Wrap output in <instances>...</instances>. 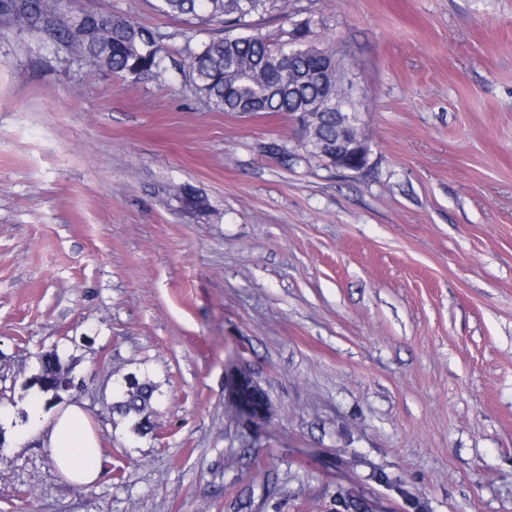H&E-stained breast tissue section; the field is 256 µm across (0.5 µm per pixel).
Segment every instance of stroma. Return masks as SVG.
<instances>
[{"instance_id":"1","label":"stroma","mask_w":512,"mask_h":512,"mask_svg":"<svg viewBox=\"0 0 512 512\" xmlns=\"http://www.w3.org/2000/svg\"><path fill=\"white\" fill-rule=\"evenodd\" d=\"M155 4L59 13L156 32L166 69L140 77L0 17V398L58 351L102 442L76 487L6 437L0 512H512V0L251 17L344 51L360 172L288 115L210 106L182 66L220 25ZM240 368L265 421L234 412ZM128 373L160 390L142 437L112 414Z\"/></svg>"}]
</instances>
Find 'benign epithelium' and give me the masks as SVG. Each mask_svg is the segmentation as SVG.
<instances>
[{"mask_svg":"<svg viewBox=\"0 0 512 512\" xmlns=\"http://www.w3.org/2000/svg\"><path fill=\"white\" fill-rule=\"evenodd\" d=\"M322 96L297 99L292 115L302 131L300 147L336 168L360 171L367 163L368 148L361 135L362 113L352 111L356 98L341 94L342 68L327 67L318 75ZM236 412L260 419L268 412L264 392L250 374L241 370L229 382Z\"/></svg>","mask_w":512,"mask_h":512,"instance_id":"1","label":"benign epithelium"}]
</instances>
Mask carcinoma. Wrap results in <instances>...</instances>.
<instances>
[{
	"label": "carcinoma",
	"mask_w": 512,
	"mask_h": 512,
	"mask_svg": "<svg viewBox=\"0 0 512 512\" xmlns=\"http://www.w3.org/2000/svg\"><path fill=\"white\" fill-rule=\"evenodd\" d=\"M288 0H157L156 8L166 15H191L217 21L224 35L202 43L189 57L190 82L208 101L223 112L290 113L288 76L292 68L306 71L327 66L335 57V44L321 46L322 56L305 48L312 34L308 27L301 41L293 44L295 57H288V32L273 41L255 31L242 35L247 19L286 6ZM0 16L15 24L44 33L66 43L97 68L121 76H140L161 68L165 57L160 38L149 28L117 16L85 12L89 26L98 31L85 43L75 40L70 26L60 24L46 0H0ZM61 359L56 354L39 357L38 374L31 380L49 403L62 399L55 384ZM158 386L148 377H135L132 384L120 382L112 388V413L128 422L130 431L141 436L152 429L150 414Z\"/></svg>",
	"instance_id": "1"
}]
</instances>
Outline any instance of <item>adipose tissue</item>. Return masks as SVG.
Returning <instances> with one entry per match:
<instances>
[{
	"label": "adipose tissue",
	"mask_w": 512,
	"mask_h": 512,
	"mask_svg": "<svg viewBox=\"0 0 512 512\" xmlns=\"http://www.w3.org/2000/svg\"><path fill=\"white\" fill-rule=\"evenodd\" d=\"M28 422L19 442L37 441L47 448L55 468L76 486H89L101 475L100 438L81 404L67 401L47 406L39 394L26 402Z\"/></svg>",
	"instance_id": "ef3b65f1"
}]
</instances>
